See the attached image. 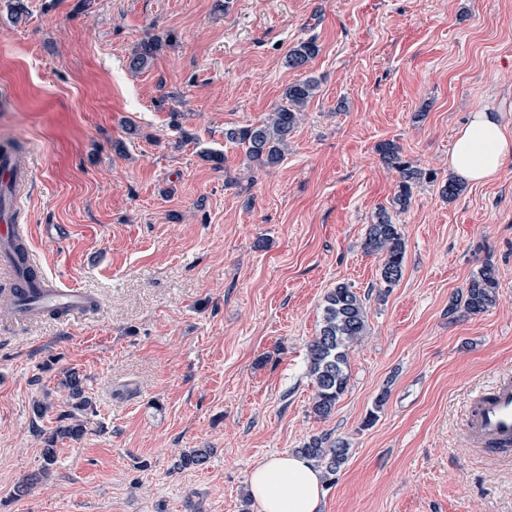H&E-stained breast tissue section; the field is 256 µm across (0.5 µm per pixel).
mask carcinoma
<instances>
[{
	"label": "carcinoma",
	"instance_id": "cac0c4a2",
	"mask_svg": "<svg viewBox=\"0 0 512 512\" xmlns=\"http://www.w3.org/2000/svg\"><path fill=\"white\" fill-rule=\"evenodd\" d=\"M161 42L155 37L142 41L129 57V67L134 70L147 68ZM318 53L316 41L312 38L291 48L284 58L289 69H303ZM318 82L305 78L288 85L281 96V102L264 119L250 124L230 127L224 130V139L237 144L250 163L262 168L275 167L284 158V149L300 124L304 109L315 96ZM382 159L394 167L399 175L398 191L392 198V207L405 210L412 197V186L426 178L425 173L412 163L402 160L400 147L385 141L378 145ZM364 250L382 259L380 279L390 289L402 276L405 260V242L401 228L393 223L387 209L378 211L372 224L367 226ZM495 272L489 265L474 274L466 289L448 305V315L462 310L467 314L486 312L495 302L497 295ZM368 317L361 295L348 284L339 283L325 298L322 320L318 334L307 346V374L314 384L312 413L319 419L327 418L337 401L349 386L348 358L351 349L367 334ZM65 387L69 397L76 400L74 409L82 410L83 378L75 372L66 375ZM86 427L68 413L57 418L56 426L44 438L42 448L43 464L35 478L47 477L56 461V444L63 440H79ZM298 453L312 460L326 477L336 475L348 456L347 442L331 439L329 435H314L298 449ZM208 452L192 450L180 458L183 469L199 467L207 461Z\"/></svg>",
	"mask_w": 512,
	"mask_h": 512
}]
</instances>
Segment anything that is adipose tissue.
<instances>
[{
	"instance_id": "1",
	"label": "adipose tissue",
	"mask_w": 512,
	"mask_h": 512,
	"mask_svg": "<svg viewBox=\"0 0 512 512\" xmlns=\"http://www.w3.org/2000/svg\"><path fill=\"white\" fill-rule=\"evenodd\" d=\"M511 157L512 138L494 113L481 109L459 130L448 167L466 183H484ZM248 491L258 512H320L324 484L321 472L308 458L283 453L255 466Z\"/></svg>"
}]
</instances>
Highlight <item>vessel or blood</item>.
Wrapping results in <instances>:
<instances>
[{
	"label": "vessel or blood",
	"instance_id": "b4317fda",
	"mask_svg": "<svg viewBox=\"0 0 512 512\" xmlns=\"http://www.w3.org/2000/svg\"><path fill=\"white\" fill-rule=\"evenodd\" d=\"M27 170L9 148H0V273L10 284L19 285V307L28 319L49 311L63 312L73 321L90 312L88 292L50 279L35 261L19 263L12 245L23 237L25 228L18 216L23 206L21 186ZM463 431L478 448L493 453L512 451V380L499 379L479 391L466 413Z\"/></svg>",
	"mask_w": 512,
	"mask_h": 512
}]
</instances>
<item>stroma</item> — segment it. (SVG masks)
I'll return each instance as SVG.
<instances>
[{"instance_id":"1","label":"stroma","mask_w":512,"mask_h":512,"mask_svg":"<svg viewBox=\"0 0 512 512\" xmlns=\"http://www.w3.org/2000/svg\"><path fill=\"white\" fill-rule=\"evenodd\" d=\"M11 4L0 144L30 159L32 250L99 304L74 324L23 323L0 292V512H257L252 469L325 433L349 454L321 512H512V461L462 432L470 398L512 377V158L440 194L471 112L498 113L512 134V0H23L18 22ZM150 37L161 49L131 71ZM309 38L318 54L286 68ZM307 77L317 93L283 161L250 167L225 129L263 119ZM384 140L430 174L392 216L406 253L387 291L363 248L398 183ZM45 224L69 233L45 237ZM487 263L495 306L449 314ZM339 283L366 303L368 332L319 419L306 347ZM70 370L87 431L15 498L72 407ZM198 448L206 464L178 469ZM161 46L159 38L150 37L143 40L129 57V67L138 71L146 69Z\"/></svg>"}]
</instances>
